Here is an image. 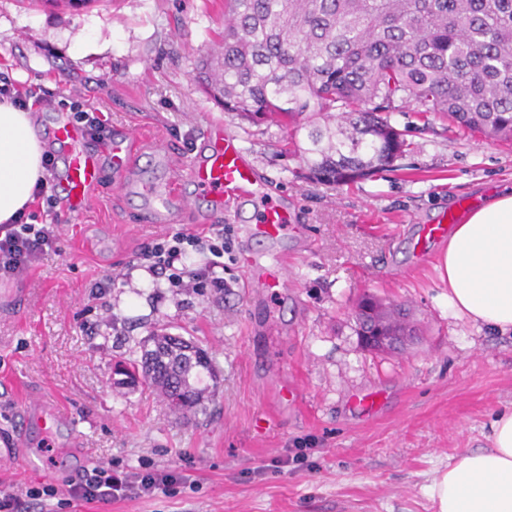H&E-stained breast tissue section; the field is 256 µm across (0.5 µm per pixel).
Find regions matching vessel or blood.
<instances>
[{
    "label": "vessel or blood",
    "instance_id": "vessel-or-blood-1",
    "mask_svg": "<svg viewBox=\"0 0 512 512\" xmlns=\"http://www.w3.org/2000/svg\"><path fill=\"white\" fill-rule=\"evenodd\" d=\"M53 138L62 150L64 176L62 193L71 215L83 213L89 201V192L103 175L96 153L85 148V130L72 122L61 120L53 128ZM137 138L127 135L113 141L112 163L115 168L127 166L136 150ZM190 182L197 196L210 198L215 207L229 202H244L252 208V235L277 238L293 227V217L288 208L267 197L256 186L255 169L246 157L240 140L215 128L208 134L207 148L201 156L186 158L172 166L166 185L146 181L141 185L143 195L151 203L146 213L147 223H157L170 199L178 197L183 182ZM454 212H446L435 223L423 225L419 245L438 242L448 237ZM288 260H279L257 277L260 288H280L288 281Z\"/></svg>",
    "mask_w": 512,
    "mask_h": 512
}]
</instances>
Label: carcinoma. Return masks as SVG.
<instances>
[{
	"mask_svg": "<svg viewBox=\"0 0 512 512\" xmlns=\"http://www.w3.org/2000/svg\"><path fill=\"white\" fill-rule=\"evenodd\" d=\"M198 79L226 112L293 125L309 174L348 184L408 147L397 103L512 141V0H224V44ZM147 344L124 372L177 412L201 405L207 351L167 333Z\"/></svg>",
	"mask_w": 512,
	"mask_h": 512,
	"instance_id": "carcinoma-1",
	"label": "carcinoma"
}]
</instances>
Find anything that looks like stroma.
I'll use <instances>...</instances> for the list:
<instances>
[{"mask_svg":"<svg viewBox=\"0 0 512 512\" xmlns=\"http://www.w3.org/2000/svg\"><path fill=\"white\" fill-rule=\"evenodd\" d=\"M223 36L224 0H0V83L56 99L40 114L44 139L80 108L103 112L113 137H140L129 170L105 165L80 216L57 204L58 252L0 280V448L16 457L0 464V489L63 490L109 463L183 480L108 503L34 500L27 512H433L438 470L490 447L491 421L512 408V333L449 311L436 270L445 245L418 251V232L460 199L477 208L511 188L512 142L402 104L389 119L408 147L392 167L344 186L315 180L289 128L251 124L203 92L198 62ZM217 123L240 138L261 190L294 210L299 233L246 235L203 199L140 223V178L165 183L168 160L198 152ZM217 231L223 288H172L137 259L157 237ZM285 253V288L269 298L249 286L243 255L265 266ZM366 294L410 308L413 344L361 348L352 308ZM157 329L212 360L216 384L194 413L117 370ZM365 393L374 413L352 401ZM47 408L58 418L42 429Z\"/></svg>","mask_w":512,"mask_h":512,"instance_id":"obj_1","label":"stroma"}]
</instances>
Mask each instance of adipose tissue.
Instances as JSON below:
<instances>
[{"instance_id": "1", "label": "adipose tissue", "mask_w": 512, "mask_h": 512, "mask_svg": "<svg viewBox=\"0 0 512 512\" xmlns=\"http://www.w3.org/2000/svg\"><path fill=\"white\" fill-rule=\"evenodd\" d=\"M47 144L36 115L0 101V224L17 222L44 181ZM457 316L512 332V191L468 212L438 267ZM493 446L459 455L429 487L434 512H512V409L492 420Z\"/></svg>"}]
</instances>
